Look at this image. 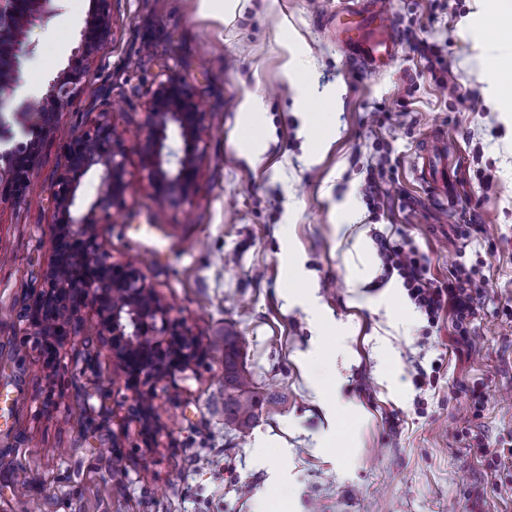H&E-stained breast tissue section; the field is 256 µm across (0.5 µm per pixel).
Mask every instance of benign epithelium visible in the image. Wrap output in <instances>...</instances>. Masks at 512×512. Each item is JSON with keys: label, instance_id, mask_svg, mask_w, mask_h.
I'll use <instances>...</instances> for the list:
<instances>
[{"label": "benign epithelium", "instance_id": "obj_1", "mask_svg": "<svg viewBox=\"0 0 512 512\" xmlns=\"http://www.w3.org/2000/svg\"><path fill=\"white\" fill-rule=\"evenodd\" d=\"M53 0H0V62L17 57L25 42L24 25L34 16L53 14ZM111 0H93V20L76 50L84 63L92 60L110 28ZM87 67H69L52 82L45 97L28 99L21 111L35 121L40 136L62 132V112L86 85ZM202 124L198 105L186 86L168 74L152 92L147 107L146 138L141 164L155 199L162 205L188 203L194 192L200 155L194 149ZM190 146L179 153L175 140ZM36 141L0 153V199L20 197L35 175ZM69 166L59 176L53 201L65 223L53 227L54 253L39 285L31 290L20 313L47 362L57 358L70 338L69 326L82 308L96 313L103 345L112 353L136 388L140 377L172 379L200 359L197 337L146 283L131 263L111 260L98 225L124 203L127 157L108 120L89 127L67 145ZM101 173L102 192L87 211L77 206L79 180L88 172ZM149 430L151 396L134 391Z\"/></svg>", "mask_w": 512, "mask_h": 512}]
</instances>
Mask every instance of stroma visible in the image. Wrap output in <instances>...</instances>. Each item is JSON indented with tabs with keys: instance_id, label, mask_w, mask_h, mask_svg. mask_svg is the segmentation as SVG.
Masks as SVG:
<instances>
[{
	"instance_id": "obj_1",
	"label": "stroma",
	"mask_w": 512,
	"mask_h": 512,
	"mask_svg": "<svg viewBox=\"0 0 512 512\" xmlns=\"http://www.w3.org/2000/svg\"><path fill=\"white\" fill-rule=\"evenodd\" d=\"M336 3L240 0L218 19L200 0H111L109 35L62 114L61 136L40 141L23 197L0 202V512H261L272 500L280 512H512V462L479 452L512 442V127L493 107L462 102L491 80L512 91V76L481 61L478 47L485 27L512 42L500 28L512 0H386L399 57L368 78L323 24ZM57 7L30 20L17 58L19 81L37 96L69 65L92 12L91 0ZM423 41L437 45L457 98L431 80ZM164 72L202 114L188 205H159L141 168L147 101ZM252 94L271 127L255 165L237 147L240 106ZM311 110L335 127L315 160L301 133ZM103 115L124 145L128 182L123 206L99 227L105 247L141 269L205 349L174 379L152 382L150 442L91 310L52 363L26 342L20 318L53 254L63 141ZM434 130L463 159L448 211L416 174V148ZM380 163L386 195L372 214L361 188ZM483 172L490 186L479 184ZM470 217L489 232L464 243L454 228ZM383 238L417 247L440 282L457 263L479 265L469 350L450 318L431 327L405 288L383 297L398 278L381 265ZM293 251L344 324L347 352L335 336L315 337L292 303ZM368 263L376 277L352 287ZM228 329L265 398L245 435L224 428ZM329 396L347 407L332 423ZM330 429L352 433L353 447L327 446Z\"/></svg>"
}]
</instances>
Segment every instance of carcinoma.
Here are the masks:
<instances>
[{"mask_svg":"<svg viewBox=\"0 0 512 512\" xmlns=\"http://www.w3.org/2000/svg\"><path fill=\"white\" fill-rule=\"evenodd\" d=\"M239 359L237 337L224 334V429L243 433L255 422L262 400Z\"/></svg>","mask_w":512,"mask_h":512,"instance_id":"1","label":"carcinoma"}]
</instances>
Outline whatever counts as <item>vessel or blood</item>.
I'll return each mask as SVG.
<instances>
[{"label": "vessel or blood", "instance_id": "obj_1", "mask_svg": "<svg viewBox=\"0 0 512 512\" xmlns=\"http://www.w3.org/2000/svg\"><path fill=\"white\" fill-rule=\"evenodd\" d=\"M331 26L344 55L365 75L383 73L396 62L400 43L383 0H343ZM456 164L439 135H430L418 149V174L446 206L456 195Z\"/></svg>", "mask_w": 512, "mask_h": 512}]
</instances>
